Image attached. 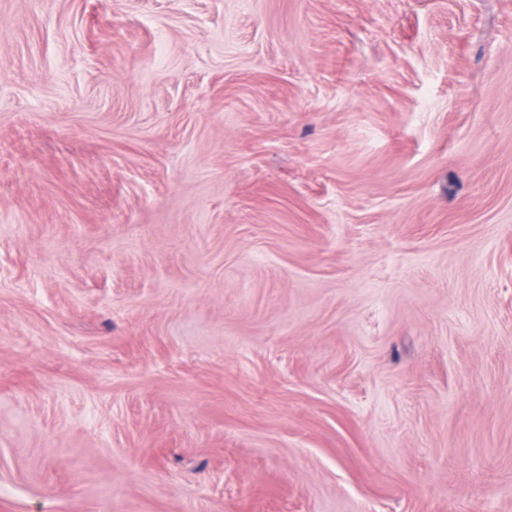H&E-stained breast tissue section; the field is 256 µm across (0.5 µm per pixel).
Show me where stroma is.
<instances>
[{"instance_id": "stroma-1", "label": "stroma", "mask_w": 512, "mask_h": 512, "mask_svg": "<svg viewBox=\"0 0 512 512\" xmlns=\"http://www.w3.org/2000/svg\"><path fill=\"white\" fill-rule=\"evenodd\" d=\"M0 512H512V0H0Z\"/></svg>"}]
</instances>
